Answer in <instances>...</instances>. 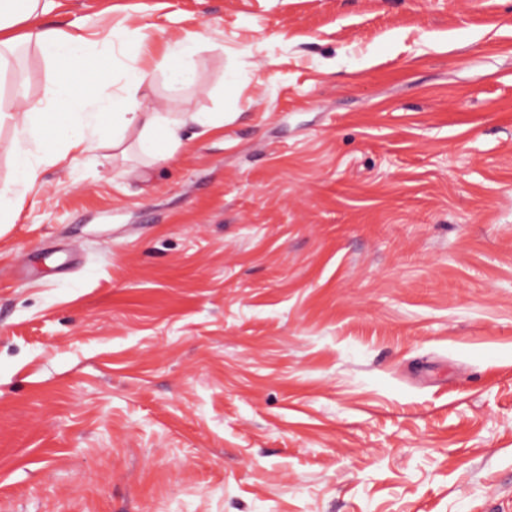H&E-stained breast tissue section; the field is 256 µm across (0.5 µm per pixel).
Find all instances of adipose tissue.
<instances>
[{
    "label": "adipose tissue",
    "mask_w": 512,
    "mask_h": 512,
    "mask_svg": "<svg viewBox=\"0 0 512 512\" xmlns=\"http://www.w3.org/2000/svg\"><path fill=\"white\" fill-rule=\"evenodd\" d=\"M52 4L53 0H0V69L22 43L34 44L47 63L61 68L46 100H31L20 83L10 103L0 102V123L11 122L16 133L12 183L18 191L35 185L41 167L56 165L71 153H88L106 141L120 147L132 128L137 131L138 152L159 161L169 158L179 145L183 124L223 125L220 112H195L181 122L161 112H146L137 97L155 68L165 70L174 87L192 81L198 34L174 39L168 54L156 60L153 68L130 57L122 66L120 93L104 98L91 86L110 83L111 72L95 60L94 45L75 31L39 27V19Z\"/></svg>",
    "instance_id": "adipose-tissue-1"
}]
</instances>
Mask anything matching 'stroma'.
Masks as SVG:
<instances>
[{
	"mask_svg": "<svg viewBox=\"0 0 512 512\" xmlns=\"http://www.w3.org/2000/svg\"><path fill=\"white\" fill-rule=\"evenodd\" d=\"M220 112L0 223V512H512V0H57ZM53 76L34 45L0 81ZM199 35L187 33L174 39L169 53L154 62V67L166 71L169 83L173 87H183L190 83L195 74V55L198 49Z\"/></svg>",
	"mask_w": 512,
	"mask_h": 512,
	"instance_id": "1",
	"label": "stroma"
}]
</instances>
